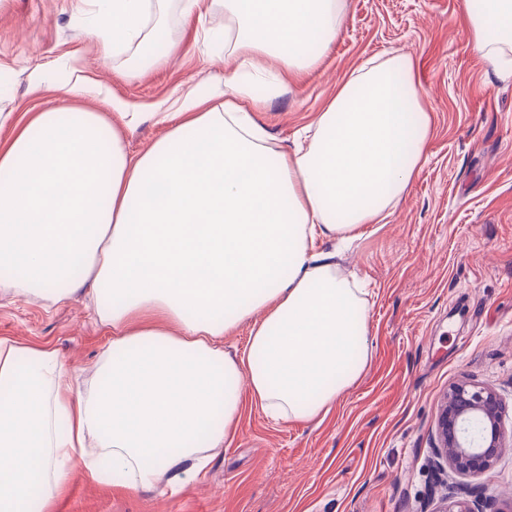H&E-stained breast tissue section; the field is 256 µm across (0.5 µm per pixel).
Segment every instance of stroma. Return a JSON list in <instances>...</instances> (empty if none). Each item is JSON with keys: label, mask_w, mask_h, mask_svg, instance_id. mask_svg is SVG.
I'll return each instance as SVG.
<instances>
[{"label": "stroma", "mask_w": 512, "mask_h": 512, "mask_svg": "<svg viewBox=\"0 0 512 512\" xmlns=\"http://www.w3.org/2000/svg\"><path fill=\"white\" fill-rule=\"evenodd\" d=\"M461 0H342L335 40L316 70L276 92L261 75L255 120L288 149L365 61L411 57L433 115L425 162L386 223L367 224L341 253L339 271L364 289L372 357L324 419L276 422L245 407L229 445L204 477L171 491L105 486L74 468L56 512H434L431 458L448 387L471 378L493 388L512 434V79L499 78L471 47ZM92 0H0V110L67 103L73 72L107 84L114 101L144 113L125 131L129 153L166 128L157 103L200 81L223 90L228 19L185 21L168 0L165 21L179 50L139 78L129 60L100 55ZM40 69L48 85L33 91ZM58 348L76 375L92 374L106 341L92 308L46 307L34 295L0 293V339ZM493 512H512V447L468 478Z\"/></svg>", "instance_id": "35a3bbf8"}]
</instances>
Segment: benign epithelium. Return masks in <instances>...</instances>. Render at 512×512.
Instances as JSON below:
<instances>
[{
    "label": "benign epithelium",
    "mask_w": 512,
    "mask_h": 512,
    "mask_svg": "<svg viewBox=\"0 0 512 512\" xmlns=\"http://www.w3.org/2000/svg\"><path fill=\"white\" fill-rule=\"evenodd\" d=\"M505 447L502 405L490 388L471 382L452 385L437 423L438 469L449 466L460 475L491 468Z\"/></svg>",
    "instance_id": "7a95c632"
}]
</instances>
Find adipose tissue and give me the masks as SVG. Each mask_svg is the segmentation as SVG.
<instances>
[{"mask_svg":"<svg viewBox=\"0 0 512 512\" xmlns=\"http://www.w3.org/2000/svg\"><path fill=\"white\" fill-rule=\"evenodd\" d=\"M103 54L125 75L177 46L165 0H94ZM183 18L223 5L233 27L221 103L190 88L156 113L167 134L128 153L106 115L31 113L0 145V268L14 292L86 298L108 333L85 392L48 345L0 339V512H49L74 464L123 486L177 490L231 442L245 405L284 422L326 416L371 359L367 308L323 240L381 223L419 174L432 131L409 56L340 79L309 140L280 151L241 85L258 60L279 83L335 39L336 0H178ZM474 50L512 73V0H463ZM250 325L244 350L224 336Z\"/></svg>","mask_w":512,"mask_h":512,"instance_id":"ef3b65f1","label":"adipose tissue"}]
</instances>
